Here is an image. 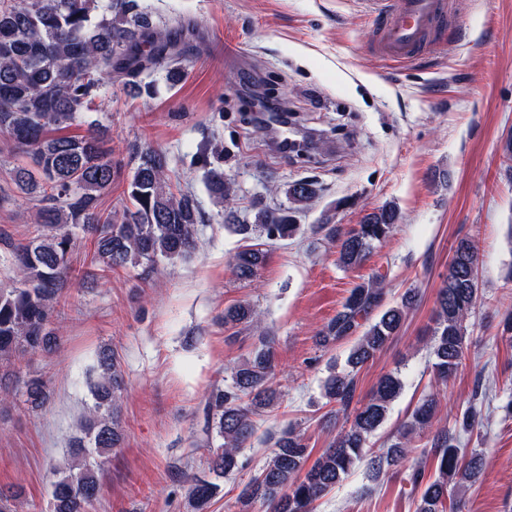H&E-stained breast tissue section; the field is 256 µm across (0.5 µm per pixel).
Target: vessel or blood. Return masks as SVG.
<instances>
[{
    "label": "vessel or blood",
    "mask_w": 512,
    "mask_h": 512,
    "mask_svg": "<svg viewBox=\"0 0 512 512\" xmlns=\"http://www.w3.org/2000/svg\"><path fill=\"white\" fill-rule=\"evenodd\" d=\"M381 14L375 47L389 59L410 60L435 47L433 35L448 19L447 0H370Z\"/></svg>",
    "instance_id": "obj_1"
}]
</instances>
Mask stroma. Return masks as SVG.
Returning a JSON list of instances; mask_svg holds the SVG:
<instances>
[{"label": "stroma", "instance_id": "stroma-1", "mask_svg": "<svg viewBox=\"0 0 512 512\" xmlns=\"http://www.w3.org/2000/svg\"><path fill=\"white\" fill-rule=\"evenodd\" d=\"M156 18L180 19L182 75L143 74L137 88L113 82L93 106L108 128L122 168L103 199L121 207L146 149L162 152L174 193L192 195L201 213L192 259L141 275L118 268L97 281L70 279L54 316L51 350L14 360L12 370L46 381L49 398L30 408L21 396L0 400V490H21L18 512H50L53 469L70 455V440L93 402L86 383L96 354L111 350L123 376L119 448L98 458L103 472L91 512H193L188 489L207 475L218 444L208 423L209 395L231 382L230 369L272 339L282 398L257 416L242 455L248 466L225 475L206 512H266L242 507L238 495L263 467L276 440L300 428L313 455L330 447L342 422L323 385L343 367L351 341L322 349L316 333L357 284L382 275L385 305L414 290L417 302L400 334L364 367L357 400L386 372L404 387L371 438L373 450L395 440L420 398L438 394L448 421L468 405L478 411L463 448L480 449L483 471L448 491V512H512V0H449L453 14L436 52L407 63L374 49L376 14L367 0H145ZM280 94L316 148L288 157L259 125L258 93ZM0 135V283L11 284L4 241H22L34 226L33 200L13 179L27 162ZM223 170L236 190L235 213L252 220L257 204L288 207L290 183L316 180L319 193L296 216L299 230L283 241L243 237L224 222L226 207L206 185ZM390 204L401 221L356 269L337 262L330 226L350 230L372 208ZM479 253V298L468 322L466 360L447 383L435 380L425 348L436 294L460 239ZM267 259L253 281L237 280L233 256L244 246ZM247 302L261 327L224 323L227 306ZM403 463L374 473L359 462L314 504L313 512H417L409 474L430 465L431 437H414Z\"/></svg>", "mask_w": 512, "mask_h": 512}]
</instances>
